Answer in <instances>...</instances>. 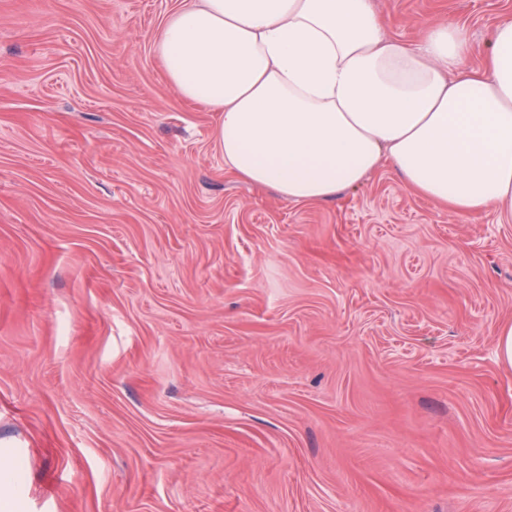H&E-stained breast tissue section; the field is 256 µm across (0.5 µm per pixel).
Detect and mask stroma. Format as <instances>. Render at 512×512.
<instances>
[{
	"mask_svg": "<svg viewBox=\"0 0 512 512\" xmlns=\"http://www.w3.org/2000/svg\"><path fill=\"white\" fill-rule=\"evenodd\" d=\"M388 35L512 0H374ZM182 0H0L11 512H512V217L378 170L294 203L167 83Z\"/></svg>",
	"mask_w": 512,
	"mask_h": 512,
	"instance_id": "obj_1",
	"label": "stroma"
}]
</instances>
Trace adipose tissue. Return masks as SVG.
Listing matches in <instances>:
<instances>
[{"label": "adipose tissue", "mask_w": 512, "mask_h": 512, "mask_svg": "<svg viewBox=\"0 0 512 512\" xmlns=\"http://www.w3.org/2000/svg\"><path fill=\"white\" fill-rule=\"evenodd\" d=\"M373 0H185L156 53L187 101L219 115L224 161L297 203L391 166L459 213H512V20L481 66L457 26L387 37Z\"/></svg>", "instance_id": "obj_1"}]
</instances>
